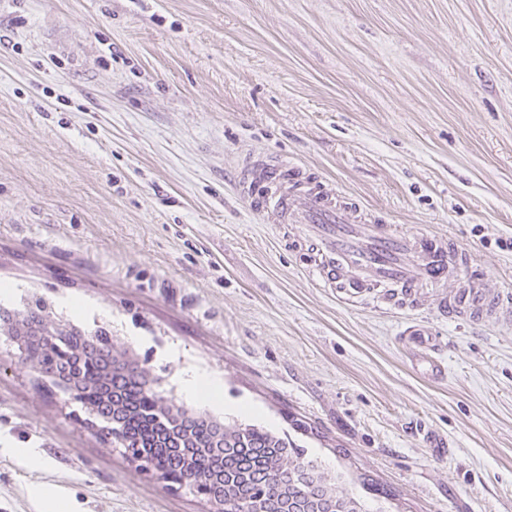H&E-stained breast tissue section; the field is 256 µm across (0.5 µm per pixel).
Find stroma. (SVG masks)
<instances>
[{
	"label": "stroma",
	"mask_w": 512,
	"mask_h": 512,
	"mask_svg": "<svg viewBox=\"0 0 512 512\" xmlns=\"http://www.w3.org/2000/svg\"><path fill=\"white\" fill-rule=\"evenodd\" d=\"M258 152L512 290V0H0L8 310L110 330L180 406L183 370L223 377L211 416L293 442L364 512H512V326L319 286L235 195ZM415 324L444 379L417 370ZM86 416L0 335V512H42L43 487L71 512H218Z\"/></svg>",
	"instance_id": "stroma-1"
}]
</instances>
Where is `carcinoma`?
I'll return each mask as SVG.
<instances>
[{
  "instance_id": "1",
  "label": "carcinoma",
  "mask_w": 512,
  "mask_h": 512,
  "mask_svg": "<svg viewBox=\"0 0 512 512\" xmlns=\"http://www.w3.org/2000/svg\"><path fill=\"white\" fill-rule=\"evenodd\" d=\"M84 349L126 354L112 342L109 331L74 326L58 354L44 352L35 343L26 345L24 353L27 360L39 358L47 371L57 374L52 384L65 389L74 376L103 378L99 359H71V353ZM141 371L138 380L115 370L106 384L83 391L75 400L92 408L90 425L97 435L114 436L119 447L145 458L162 479L182 481L183 450L189 448L202 480L223 463L224 512H257L266 508L268 498L280 499L278 512H312L314 498L325 497V486L336 501L360 512L357 501L340 490L334 478L295 455L290 441L254 425L223 426L206 414L178 407L153 391L147 368Z\"/></svg>"
}]
</instances>
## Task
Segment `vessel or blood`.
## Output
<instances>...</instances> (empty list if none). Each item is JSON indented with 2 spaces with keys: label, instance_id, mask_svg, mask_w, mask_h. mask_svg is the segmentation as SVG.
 Instances as JSON below:
<instances>
[{
  "label": "vessel or blood",
  "instance_id": "vessel-or-blood-1",
  "mask_svg": "<svg viewBox=\"0 0 512 512\" xmlns=\"http://www.w3.org/2000/svg\"><path fill=\"white\" fill-rule=\"evenodd\" d=\"M234 186L253 213L299 225L292 246L307 243L318 280L340 289L345 300L384 291L389 303L416 305L430 293L440 314L512 322V293L489 290L469 276L472 257L452 240L398 232L288 159L252 155L236 169Z\"/></svg>",
  "mask_w": 512,
  "mask_h": 512
}]
</instances>
